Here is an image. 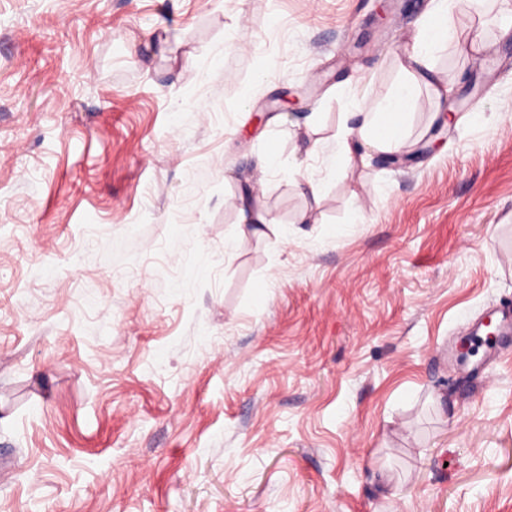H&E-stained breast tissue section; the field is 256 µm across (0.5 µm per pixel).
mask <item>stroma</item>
I'll list each match as a JSON object with an SVG mask.
<instances>
[{
	"instance_id": "stroma-1",
	"label": "stroma",
	"mask_w": 512,
	"mask_h": 512,
	"mask_svg": "<svg viewBox=\"0 0 512 512\" xmlns=\"http://www.w3.org/2000/svg\"><path fill=\"white\" fill-rule=\"evenodd\" d=\"M435 4L0 0V512H512V0L333 163Z\"/></svg>"
}]
</instances>
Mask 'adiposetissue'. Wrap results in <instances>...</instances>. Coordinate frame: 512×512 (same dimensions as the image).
<instances>
[{
  "label": "adipose tissue",
  "instance_id": "obj_1",
  "mask_svg": "<svg viewBox=\"0 0 512 512\" xmlns=\"http://www.w3.org/2000/svg\"><path fill=\"white\" fill-rule=\"evenodd\" d=\"M453 37L446 8H439L421 24L407 57L406 80L383 99L361 108V122L354 137L343 136L338 140L339 158L348 157L357 145L383 153H397L406 147L410 109L425 78L424 70L428 66L430 50Z\"/></svg>",
  "mask_w": 512,
  "mask_h": 512
}]
</instances>
